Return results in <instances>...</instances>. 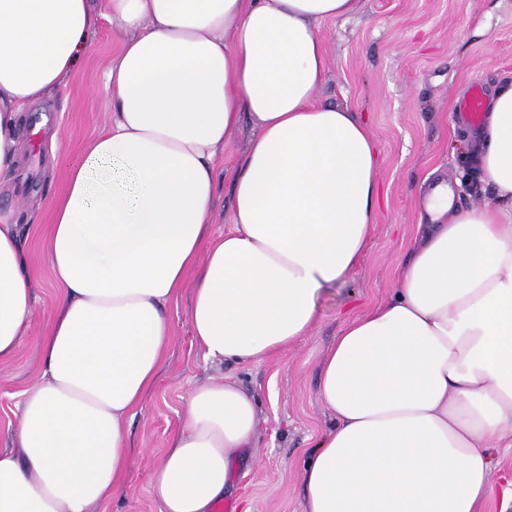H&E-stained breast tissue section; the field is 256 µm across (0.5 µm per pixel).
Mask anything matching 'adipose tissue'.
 <instances>
[{
  "mask_svg": "<svg viewBox=\"0 0 512 512\" xmlns=\"http://www.w3.org/2000/svg\"><path fill=\"white\" fill-rule=\"evenodd\" d=\"M122 35L103 75L110 119L51 204L47 258L61 296L43 369L0 448V512H91L132 464L124 425L170 347L166 308L193 278L194 343L253 364L308 334L316 299L360 264L377 210V144L320 104L317 26L358 0H104ZM91 0H0V174L20 115L61 91L94 46ZM256 135L232 180V224L210 235L214 160L241 120ZM494 199L452 205L398 286L349 319L322 361L335 417L304 472V512H482L512 444V84L493 95L477 152ZM32 281L0 209V363L32 316ZM255 394L196 388L149 480L159 512H210L253 447Z\"/></svg>",
  "mask_w": 512,
  "mask_h": 512,
  "instance_id": "adipose-tissue-1",
  "label": "adipose tissue"
}]
</instances>
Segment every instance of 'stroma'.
<instances>
[{
	"mask_svg": "<svg viewBox=\"0 0 512 512\" xmlns=\"http://www.w3.org/2000/svg\"><path fill=\"white\" fill-rule=\"evenodd\" d=\"M346 19L319 24L328 65L316 92L319 102L348 107L366 121L377 141L380 199L370 247L342 284L318 297V319L307 336L257 364L207 361L189 334L191 288L168 306L172 344L142 404L126 422L134 462L112 501L94 512H159L150 469L184 424L190 392L213 380H232L258 399L257 436L236 465L224 493L228 512H304L307 452L335 423L319 395V368L346 320L371 311L396 288L395 271L410 257L422 203L438 182L456 184V207L478 204L462 179L463 153L450 142L474 144L461 133L457 99L476 81L496 90L512 84V0H360ZM121 39L100 20L94 50L80 61L65 92L43 110L26 113L25 128L45 122L40 144L21 138L15 169L0 176V207L10 208L33 280L29 326L13 359L0 364V448L12 445L17 405L42 367L41 342L54 319V286L44 240L49 202L65 187L66 173L83 142L109 120L110 94L101 75L120 52ZM252 137L241 123L215 160L216 192L211 226L231 227V177Z\"/></svg>",
	"mask_w": 512,
	"mask_h": 512,
	"instance_id": "stroma-1",
	"label": "stroma"
}]
</instances>
